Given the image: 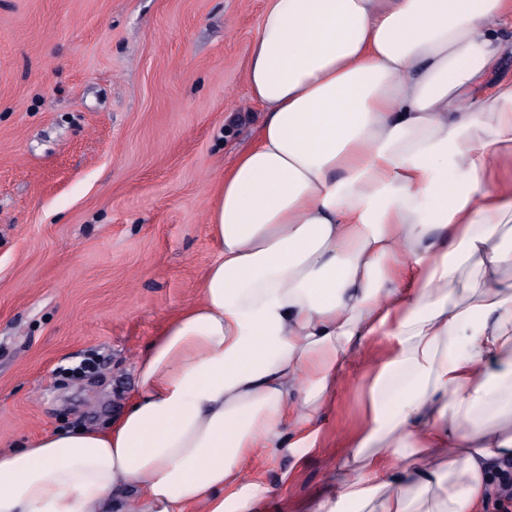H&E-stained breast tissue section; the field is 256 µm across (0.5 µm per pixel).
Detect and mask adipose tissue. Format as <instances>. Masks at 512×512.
Segmentation results:
<instances>
[{"mask_svg":"<svg viewBox=\"0 0 512 512\" xmlns=\"http://www.w3.org/2000/svg\"><path fill=\"white\" fill-rule=\"evenodd\" d=\"M511 21L512 0H268L262 119L197 298L116 419L0 450V512H250L253 463L319 447L357 361L314 512H483L512 458V83L485 86Z\"/></svg>","mask_w":512,"mask_h":512,"instance_id":"adipose-tissue-1","label":"adipose tissue"}]
</instances>
